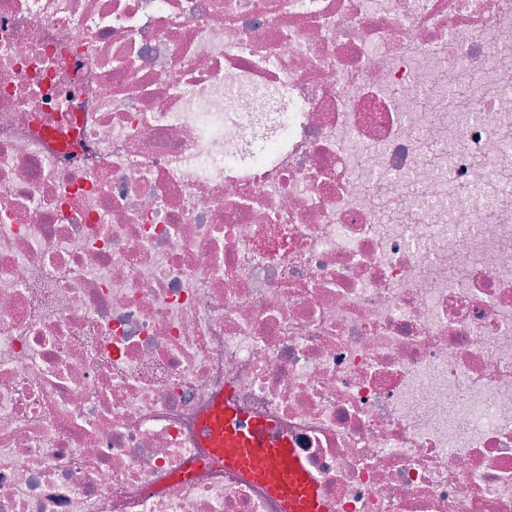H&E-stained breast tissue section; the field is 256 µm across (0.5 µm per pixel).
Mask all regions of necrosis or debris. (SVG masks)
<instances>
[{
    "label": "necrosis or debris",
    "mask_w": 512,
    "mask_h": 512,
    "mask_svg": "<svg viewBox=\"0 0 512 512\" xmlns=\"http://www.w3.org/2000/svg\"><path fill=\"white\" fill-rule=\"evenodd\" d=\"M512 512V0H0V512ZM205 444L245 477L265 483L288 512H325L324 492L293 442L223 401L201 425Z\"/></svg>",
    "instance_id": "necrosis-or-debris-1"
}]
</instances>
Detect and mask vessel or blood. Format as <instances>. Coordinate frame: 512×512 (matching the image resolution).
<instances>
[{
	"label": "vessel or blood",
	"mask_w": 512,
	"mask_h": 512,
	"mask_svg": "<svg viewBox=\"0 0 512 512\" xmlns=\"http://www.w3.org/2000/svg\"><path fill=\"white\" fill-rule=\"evenodd\" d=\"M201 434L226 464L280 496L288 512H325L318 478L292 441L263 421L220 404L204 417Z\"/></svg>",
	"instance_id": "obj_1"
}]
</instances>
